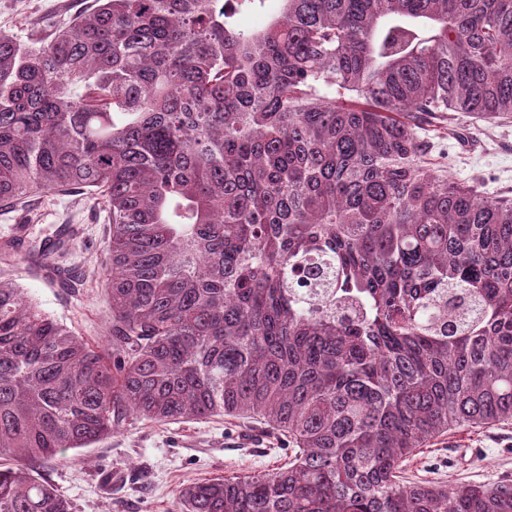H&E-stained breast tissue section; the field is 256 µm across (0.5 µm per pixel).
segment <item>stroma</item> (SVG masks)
I'll return each instance as SVG.
<instances>
[{
	"mask_svg": "<svg viewBox=\"0 0 512 512\" xmlns=\"http://www.w3.org/2000/svg\"><path fill=\"white\" fill-rule=\"evenodd\" d=\"M93 0H0V32L40 42ZM448 176L484 180L489 196L512 195V123L486 126L474 141L437 140L432 154ZM24 241L5 249L13 225ZM109 233L100 197L69 192L33 195L0 208V279L24 288L39 306L91 346L109 345L112 307L105 269ZM68 240L58 262L71 276L58 280L34 257L46 240ZM478 456H471V449ZM289 454L271 429L229 417L157 423L131 416L111 436L64 456L31 464L73 512H174L175 492L217 476L272 472ZM408 481L493 483L512 478V424L461 427L431 441L404 465Z\"/></svg>",
	"mask_w": 512,
	"mask_h": 512,
	"instance_id": "stroma-1",
	"label": "stroma"
}]
</instances>
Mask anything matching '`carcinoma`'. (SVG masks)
Listing matches in <instances>:
<instances>
[{
  "mask_svg": "<svg viewBox=\"0 0 512 512\" xmlns=\"http://www.w3.org/2000/svg\"><path fill=\"white\" fill-rule=\"evenodd\" d=\"M277 2L255 29L266 0H94L38 45L0 33V203L101 196L112 303L94 349L0 279V512H72L27 464L130 415L288 437L176 512H512L509 478L402 476L512 422V197L419 134L512 119V0Z\"/></svg>",
  "mask_w": 512,
  "mask_h": 512,
  "instance_id": "obj_1",
  "label": "carcinoma"
}]
</instances>
